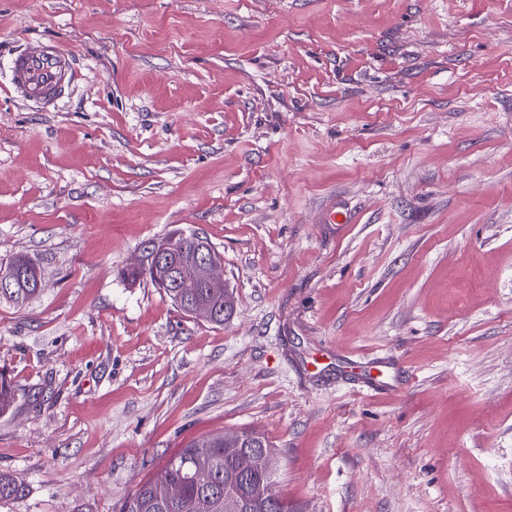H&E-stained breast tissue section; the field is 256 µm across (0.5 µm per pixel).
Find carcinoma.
<instances>
[{"label":"carcinoma","instance_id":"1","mask_svg":"<svg viewBox=\"0 0 512 512\" xmlns=\"http://www.w3.org/2000/svg\"><path fill=\"white\" fill-rule=\"evenodd\" d=\"M178 246V260L187 263L197 250L198 236L181 231L167 235ZM37 262L26 254L12 255L0 261V283L12 284L0 288V301L23 306L40 293L36 276ZM120 278L134 283L148 278L171 299L183 313L192 315L190 304L202 297L214 309L209 323L221 326L233 316V308H224V290L198 288L191 269L185 270L181 287H171L164 269L150 264L128 265ZM14 389L5 374L0 373V416L9 413L14 404ZM271 456L269 474H256L247 493L251 507L246 512H291L288 501L275 495L274 507L264 498L265 492L275 489L277 460L274 449L261 435H256ZM22 489L21 480L0 473V501L11 499ZM238 473L234 463L224 458V435H208L189 442L174 453L165 465L145 481L125 502L121 512H224V496L237 493Z\"/></svg>","mask_w":512,"mask_h":512}]
</instances>
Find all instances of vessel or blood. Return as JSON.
<instances>
[{
  "label": "vessel or blood",
  "instance_id": "vessel-or-blood-1",
  "mask_svg": "<svg viewBox=\"0 0 512 512\" xmlns=\"http://www.w3.org/2000/svg\"><path fill=\"white\" fill-rule=\"evenodd\" d=\"M11 94L22 101L55 108L75 79L74 62L55 43L29 41L16 50L9 62Z\"/></svg>",
  "mask_w": 512,
  "mask_h": 512
}]
</instances>
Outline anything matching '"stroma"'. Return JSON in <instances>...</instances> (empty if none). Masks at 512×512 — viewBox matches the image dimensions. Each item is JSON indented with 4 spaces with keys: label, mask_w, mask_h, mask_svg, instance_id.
Segmentation results:
<instances>
[{
    "label": "stroma",
    "mask_w": 512,
    "mask_h": 512,
    "mask_svg": "<svg viewBox=\"0 0 512 512\" xmlns=\"http://www.w3.org/2000/svg\"><path fill=\"white\" fill-rule=\"evenodd\" d=\"M30 39L79 70L52 112L5 91ZM175 231L224 325L120 278ZM16 253L0 512H120L243 430L300 512H512V0H0ZM37 262L26 254H16L0 261V283H12L13 288H0V301L23 306L36 297L42 286L41 274L39 288L36 276Z\"/></svg>",
    "instance_id": "1"
}]
</instances>
